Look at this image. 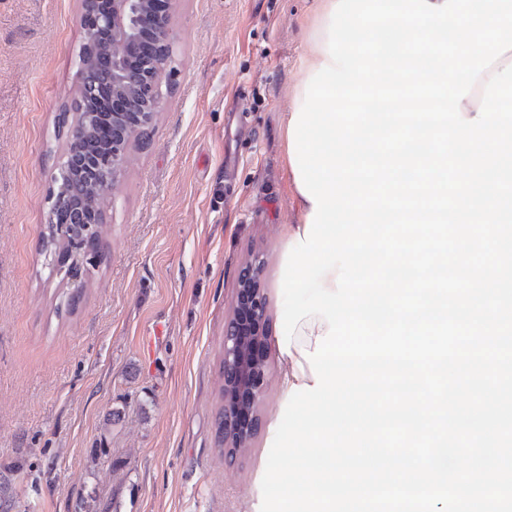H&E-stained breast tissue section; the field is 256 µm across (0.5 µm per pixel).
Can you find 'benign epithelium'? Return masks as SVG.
Here are the masks:
<instances>
[{
	"label": "benign epithelium",
	"instance_id": "obj_1",
	"mask_svg": "<svg viewBox=\"0 0 512 512\" xmlns=\"http://www.w3.org/2000/svg\"><path fill=\"white\" fill-rule=\"evenodd\" d=\"M172 0H82L85 18L80 51L96 44L106 47L92 64L110 73L105 93L112 114V144L106 154L89 153L75 160L60 157L53 188L63 193L64 178L90 185L88 197L71 200L80 222L97 234L103 219L87 221L125 171L132 140L150 127L164 110L162 82L170 75L172 38L168 18ZM97 113H76L72 132L82 135L95 125ZM262 262L255 257L240 272L231 301L232 316L224 331V453L251 447L261 420L260 402L268 385L271 336L267 326V297L261 285Z\"/></svg>",
	"mask_w": 512,
	"mask_h": 512
}]
</instances>
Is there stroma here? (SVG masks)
I'll return each instance as SVG.
<instances>
[{
    "instance_id": "35a3bbf8",
    "label": "stroma",
    "mask_w": 512,
    "mask_h": 512,
    "mask_svg": "<svg viewBox=\"0 0 512 512\" xmlns=\"http://www.w3.org/2000/svg\"><path fill=\"white\" fill-rule=\"evenodd\" d=\"M318 0H175L166 107L111 192L76 310L39 245L76 96L80 0H0V512H260L286 363L251 448L215 436L224 329L264 260L271 331L298 223L285 114Z\"/></svg>"
}]
</instances>
